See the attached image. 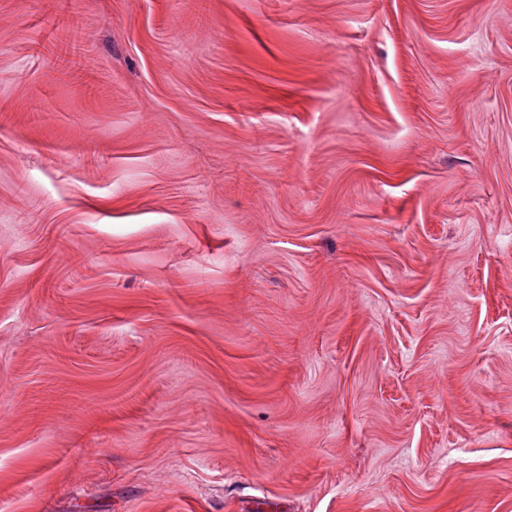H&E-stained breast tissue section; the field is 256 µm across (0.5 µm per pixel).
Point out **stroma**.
I'll return each mask as SVG.
<instances>
[{"label":"stroma","instance_id":"1","mask_svg":"<svg viewBox=\"0 0 512 512\" xmlns=\"http://www.w3.org/2000/svg\"><path fill=\"white\" fill-rule=\"evenodd\" d=\"M0 512H512V0H0Z\"/></svg>","mask_w":512,"mask_h":512}]
</instances>
